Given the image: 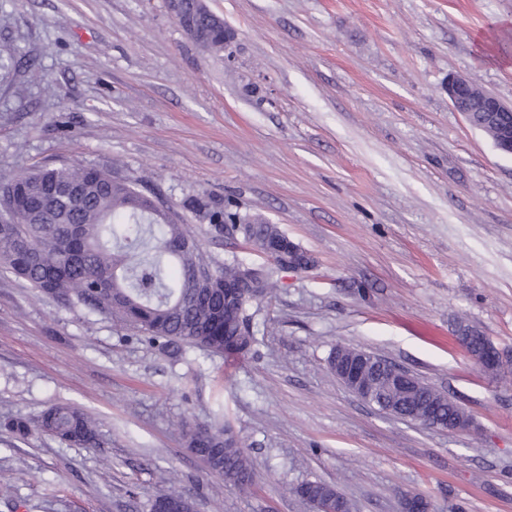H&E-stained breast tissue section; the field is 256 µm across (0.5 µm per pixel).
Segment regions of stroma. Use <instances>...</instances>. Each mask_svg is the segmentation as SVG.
Segmentation results:
<instances>
[{"label":"stroma","instance_id":"obj_1","mask_svg":"<svg viewBox=\"0 0 512 512\" xmlns=\"http://www.w3.org/2000/svg\"><path fill=\"white\" fill-rule=\"evenodd\" d=\"M235 37L215 54L168 0H0V177L75 162L112 169L245 262L243 237L185 209L231 200L314 259L253 305L233 364L172 359L112 319L0 272V421L55 405L92 416L101 448L0 428V512H150L177 475L197 512H512V365L485 373L459 324L512 355V155L455 112L451 75L512 103V0H204ZM376 353L475 422L448 433L365 404L327 360ZM223 408L255 466L212 475L178 425ZM288 491L308 505L309 502L316 499L324 500L327 497H336V489L333 486L317 480L289 485Z\"/></svg>","mask_w":512,"mask_h":512}]
</instances>
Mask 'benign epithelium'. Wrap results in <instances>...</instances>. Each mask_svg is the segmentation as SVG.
Instances as JSON below:
<instances>
[{
    "mask_svg": "<svg viewBox=\"0 0 512 512\" xmlns=\"http://www.w3.org/2000/svg\"><path fill=\"white\" fill-rule=\"evenodd\" d=\"M445 91L454 111L463 114L466 119H471L475 112L484 113L486 124L494 137V146L503 153L512 154V104L505 103L499 97L478 87L472 80L461 76L448 78ZM457 339L469 357L486 373L496 374L503 368V353L492 341L489 340L485 345L477 347L472 343V336L463 330L457 331ZM358 355L359 359L351 364L347 363L346 357L336 356V377L365 403L373 404L374 394L367 379V371L373 365L388 373L399 393L406 394L417 387L416 377L404 367L364 350L358 351ZM387 413L425 427L443 429L451 433L467 431L473 426L471 418L462 410L457 417L443 426L433 423L434 413L430 408L400 414L389 409ZM428 509V501L418 494L407 495L401 502V512H428Z\"/></svg>",
    "mask_w": 512,
    "mask_h": 512,
    "instance_id": "benign-epithelium-1",
    "label": "benign epithelium"
}]
</instances>
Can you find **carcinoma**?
Listing matches in <instances>:
<instances>
[{"mask_svg":"<svg viewBox=\"0 0 512 512\" xmlns=\"http://www.w3.org/2000/svg\"><path fill=\"white\" fill-rule=\"evenodd\" d=\"M179 8L194 15L188 34L203 48L224 49V21L201 11L195 0ZM15 223H0V267L41 295L104 314L151 343L177 356L195 348L229 358L249 350L254 302L270 298L278 287L275 273L284 270L282 238L260 215L241 214L234 205L197 199L191 208L216 226L248 224L265 262L257 265L260 294L239 288L232 306L224 305V287L239 282L244 262L219 259L154 201L112 171L94 164L39 168L0 182V210L13 208ZM406 403L437 405L441 420L458 414L448 399L421 384ZM6 431L28 438L46 434L69 446L97 448L96 423L80 408L58 405L41 416L37 429L21 418L0 423ZM186 447L224 481L245 489L253 480V463L242 450L232 425L218 409L211 423L188 427ZM305 503L336 497L321 481L288 486ZM151 512H195L189 496L172 486L157 496Z\"/></svg>","mask_w":512,"mask_h":512,"instance_id":"carcinoma-1","label":"carcinoma"}]
</instances>
